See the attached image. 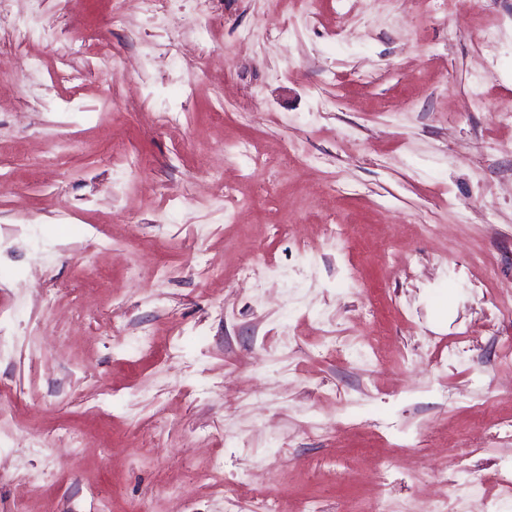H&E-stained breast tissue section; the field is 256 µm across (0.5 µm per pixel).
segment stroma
Here are the masks:
<instances>
[{
  "instance_id": "stroma-1",
  "label": "stroma",
  "mask_w": 512,
  "mask_h": 512,
  "mask_svg": "<svg viewBox=\"0 0 512 512\" xmlns=\"http://www.w3.org/2000/svg\"><path fill=\"white\" fill-rule=\"evenodd\" d=\"M113 5L0 0V512H512V0Z\"/></svg>"
}]
</instances>
